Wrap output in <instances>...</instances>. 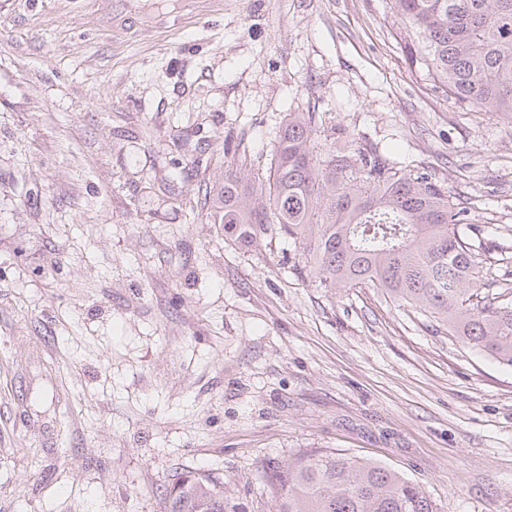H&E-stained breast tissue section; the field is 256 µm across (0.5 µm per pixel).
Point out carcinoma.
I'll return each instance as SVG.
<instances>
[{
	"label": "carcinoma",
	"instance_id": "1",
	"mask_svg": "<svg viewBox=\"0 0 512 512\" xmlns=\"http://www.w3.org/2000/svg\"><path fill=\"white\" fill-rule=\"evenodd\" d=\"M417 62L456 102L512 115V0H394ZM318 113L288 112L265 172L224 168L209 221L237 244L264 235L303 245L324 288H377L448 335L512 368V307L479 300L474 218L436 173L372 149L315 150ZM271 512H436L421 486L386 465L332 450L262 469ZM164 512H227L224 477L185 470Z\"/></svg>",
	"mask_w": 512,
	"mask_h": 512
}]
</instances>
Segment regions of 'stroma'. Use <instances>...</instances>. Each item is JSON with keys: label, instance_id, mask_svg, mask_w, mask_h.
<instances>
[{"label": "stroma", "instance_id": "1", "mask_svg": "<svg viewBox=\"0 0 512 512\" xmlns=\"http://www.w3.org/2000/svg\"><path fill=\"white\" fill-rule=\"evenodd\" d=\"M393 0H0V512H163L216 469L319 448L512 512V368L300 245L190 210L287 112L316 144L436 171L470 202L483 292L512 278V116L437 91Z\"/></svg>", "mask_w": 512, "mask_h": 512}]
</instances>
